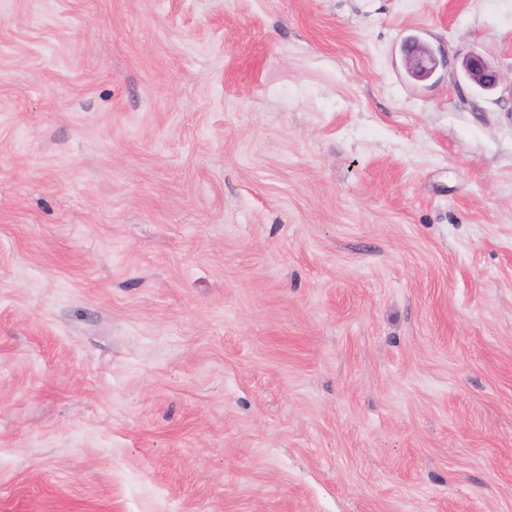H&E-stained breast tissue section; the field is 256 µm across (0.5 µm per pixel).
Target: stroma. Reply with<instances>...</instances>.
Masks as SVG:
<instances>
[{"instance_id":"stroma-1","label":"stroma","mask_w":512,"mask_h":512,"mask_svg":"<svg viewBox=\"0 0 512 512\" xmlns=\"http://www.w3.org/2000/svg\"><path fill=\"white\" fill-rule=\"evenodd\" d=\"M0 512H512V0H0ZM404 52L406 69L417 78L432 75L439 66L440 61L435 53L420 41L414 42ZM460 69L464 79L481 91H492L501 81V74L496 65L477 53L464 56Z\"/></svg>"}]
</instances>
